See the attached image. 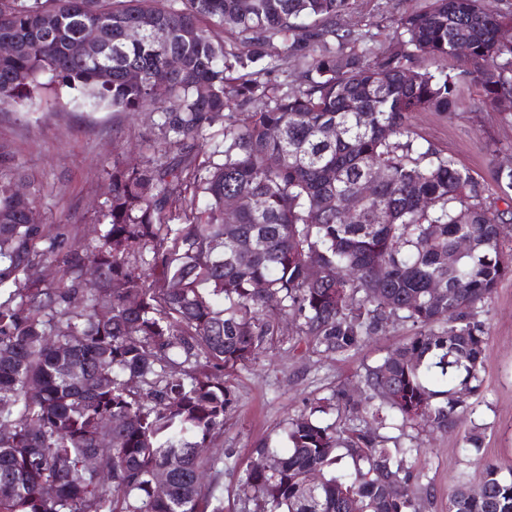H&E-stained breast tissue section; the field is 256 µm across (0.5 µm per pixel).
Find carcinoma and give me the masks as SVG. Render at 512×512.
I'll use <instances>...</instances> for the list:
<instances>
[{
    "label": "carcinoma",
    "mask_w": 512,
    "mask_h": 512,
    "mask_svg": "<svg viewBox=\"0 0 512 512\" xmlns=\"http://www.w3.org/2000/svg\"><path fill=\"white\" fill-rule=\"evenodd\" d=\"M350 9L351 0H0V39L14 43L0 56V112L65 96L162 119L153 157L113 158L104 221L83 248L39 220L21 174L0 175V512H225L232 453L216 438L236 403L227 376L257 363L290 316L338 356L390 319L418 332L365 371L373 430L325 422L330 406L318 402L288 421L287 448L257 443L237 481L244 512H348L353 498L360 512H421L411 491L419 448H391L381 430L457 424L481 383L474 311L512 264L504 212L484 181L418 143L407 119L486 107L511 117L512 17L491 0H430L373 54L340 24ZM307 18L319 24L287 49L296 78L275 90L261 80L275 68L261 45ZM88 28L101 49L77 56ZM131 28L139 38H127ZM226 30L244 49L224 42ZM420 56L459 66L421 71ZM467 81L481 99L466 108ZM262 98L264 110L237 118L236 107ZM221 119L223 161L196 162ZM496 182L512 196V168ZM461 239L470 250L457 256ZM44 263L57 285L41 277ZM91 267L98 284L86 289ZM90 457L101 470L86 468ZM478 487L458 481L448 512H512V477L497 465H483Z\"/></svg>",
    "instance_id": "obj_1"
}]
</instances>
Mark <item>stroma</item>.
I'll return each mask as SVG.
<instances>
[{"label":"stroma","instance_id":"obj_1","mask_svg":"<svg viewBox=\"0 0 512 512\" xmlns=\"http://www.w3.org/2000/svg\"><path fill=\"white\" fill-rule=\"evenodd\" d=\"M347 17L363 47L382 51L396 21L424 10L429 0H351ZM159 113L132 117L123 112L88 110L48 103L38 112H0V159L25 176L37 195L43 223L59 228L68 245L90 239L89 230L105 208L108 174L114 153L136 159L151 152L160 139ZM409 122L421 144H434L458 164L494 183L501 167H512V120L487 110L476 114L418 112ZM497 151H490L489 142ZM484 328L482 386L466 399L464 420L448 432L393 428V445L419 446L413 458L429 494L425 512H448V496L460 477H474L478 464L491 462L512 471V273L475 311ZM415 327L397 322L384 326L360 348L344 356L317 352L309 338L289 332L256 364L237 370L232 384L237 395L218 440L232 451L221 485L225 512H240L237 477L252 459V446L262 438L281 445L289 419L309 412L319 399L330 404L350 399L367 409L361 380L367 366L414 336ZM479 428V448L466 437Z\"/></svg>","mask_w":512,"mask_h":512}]
</instances>
